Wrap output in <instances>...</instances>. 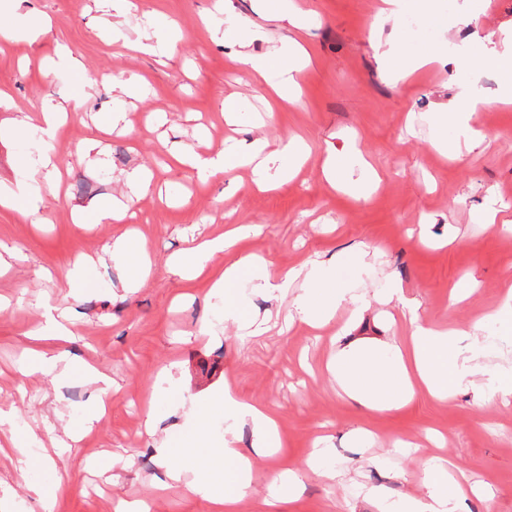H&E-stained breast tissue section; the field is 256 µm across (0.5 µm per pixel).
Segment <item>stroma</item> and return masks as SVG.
<instances>
[{"instance_id": "obj_1", "label": "stroma", "mask_w": 512, "mask_h": 512, "mask_svg": "<svg viewBox=\"0 0 512 512\" xmlns=\"http://www.w3.org/2000/svg\"><path fill=\"white\" fill-rule=\"evenodd\" d=\"M438 6L437 15H415L410 28L379 19V0H284L282 19L263 0H140L125 17L93 0H0V27L21 33L0 43V91L10 98L0 106V187L24 185L39 217L33 224L0 208V409L14 418L11 431L0 432V512H39L33 486L57 480L52 512H117L123 500L146 501L152 512H207L169 477L183 468V455L159 459L154 444H181L203 412L211 434L222 438L224 414L207 408L204 395L227 383L266 406L280 429L279 447L258 465L237 512H258L285 471L300 483L280 512H379L366 489H381L391 504L425 497V469L435 456L490 486L489 499H470V512H512V394L479 400L512 370V331L475 328L512 286V106L499 104L503 78L481 48L485 40L512 41V0H470L463 19L455 0ZM43 19L46 34L24 35ZM228 19L256 54L288 38L304 44L309 59L298 102L279 100L233 65L235 49L219 37ZM172 24L181 38L170 57L142 56L103 35L115 25L128 40L157 42ZM440 41L471 46L467 70L443 55L403 81L386 72L382 48L410 56ZM65 47L80 68L60 60ZM104 75L140 79L146 93L135 99L89 87L88 78ZM474 78L491 105L476 114L472 140L444 155L433 144L437 105ZM83 94L85 111L71 114L55 138L34 125L12 134L14 119L36 118ZM229 94L242 102L232 121L220 108ZM116 112L126 115L117 127ZM254 137L273 150L291 137L306 148V161L275 191H257L248 169L200 182L169 154L175 145L202 151ZM350 141V182L378 176L362 198L332 188L323 171L329 148ZM47 150L62 175L57 191L33 162ZM142 165L154 170L157 188L133 200L129 223H74L75 208L110 204L125 191L124 175ZM237 225L244 233L236 247L207 257L201 276L172 267L175 256ZM131 229L152 263L137 288L128 287L126 267L111 254L113 240ZM248 254L277 278L310 259L335 265L350 299L322 328L298 320L288 326L296 289L273 298L242 283L240 308L265 326L261 335H245L225 320L210 288ZM87 256L94 266L67 281ZM462 282L472 292L451 303ZM410 304L421 326L460 331L462 350L480 341L484 371L451 399L420 390L401 409L369 410L342 392L328 365L349 336L408 341ZM48 305L67 308L71 336L40 339ZM33 348L67 354L114 382L105 413L79 442L66 433L89 413L97 388L77 375L27 373ZM164 368L169 378H160ZM148 421L154 434L145 432ZM318 437L326 440L320 465L347 470L348 480L311 471Z\"/></svg>"}]
</instances>
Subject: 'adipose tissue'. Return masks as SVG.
Here are the masks:
<instances>
[{"label":"adipose tissue","instance_id":"1","mask_svg":"<svg viewBox=\"0 0 512 512\" xmlns=\"http://www.w3.org/2000/svg\"><path fill=\"white\" fill-rule=\"evenodd\" d=\"M300 56V46L292 42L263 56L240 51L233 61L255 82L265 83L275 71L296 70ZM485 105L476 88L468 87L460 93L458 101L440 105L436 126L454 127L459 137L469 138L473 116ZM264 149V142L255 138L231 151L220 147L204 156L178 150L173 157L181 168L194 171L203 180L223 175L232 168L254 166L257 188L268 191L287 181V164L298 161L302 149L293 139L283 143L275 153L265 154ZM112 254L127 266L129 286L137 287L145 282L150 265L138 238L127 233L117 237L112 243ZM246 279L253 282L256 290L270 296L287 293L294 283H301L295 306L302 320L312 326L324 321L346 299V291L340 287L333 269L321 262L301 265L274 279L260 264L243 258L225 267L212 286L213 294L224 300L225 316L238 322L244 319L238 305V288ZM459 342L458 333L420 327L413 332L408 347L391 346L385 355L379 342L370 338L353 339L336 355V379L349 398L375 410L401 408L419 389L444 399L449 391L481 370L475 356H462ZM208 402L224 412V438L216 440L207 428H198L192 441L199 453L189 459L194 467L205 464L208 478L202 483L188 481L180 472L172 473L171 478L186 482L191 492L208 501L211 512H235L238 502L251 489L256 461L270 457L279 444L277 423L266 407L239 398L228 387L209 396ZM242 422L253 427L254 440L248 448L233 445L235 428ZM429 473L427 501L406 498L400 512H464L468 493L463 483L450 475L447 460L432 459Z\"/></svg>","mask_w":512,"mask_h":512}]
</instances>
